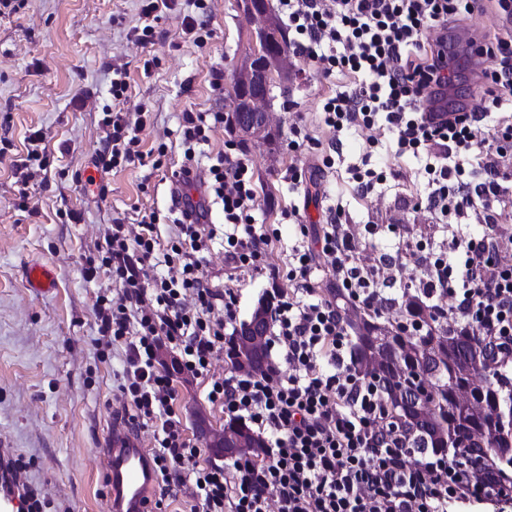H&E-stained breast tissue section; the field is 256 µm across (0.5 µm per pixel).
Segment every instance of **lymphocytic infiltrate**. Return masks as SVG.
Here are the masks:
<instances>
[{"instance_id":"obj_1","label":"lymphocytic infiltrate","mask_w":512,"mask_h":512,"mask_svg":"<svg viewBox=\"0 0 512 512\" xmlns=\"http://www.w3.org/2000/svg\"><path fill=\"white\" fill-rule=\"evenodd\" d=\"M292 37L288 49L304 56L325 77L352 81L350 90L326 97L323 122L335 131L380 129L397 156L424 164L427 205L441 214L481 211L494 227L489 237L453 240L449 252L430 262L415 286L429 301L436 321L481 336L496 362L512 364V226L494 203L512 202V115L503 114V91H512V33L471 44L486 67L478 80L488 111H434L432 102L451 86L448 27L474 11L489 9L498 27L512 26V0H278ZM435 31L424 41L425 31ZM129 84L125 73L111 82L113 106L104 110L105 145L97 164L104 170L132 165L160 168L169 147L143 149L144 112L129 115L121 105ZM224 122L220 112L184 116L185 159L208 143ZM207 189L221 205L225 258L236 269L262 271L277 230L255 223L254 175L245 160L224 152L211 165ZM181 191L170 197L174 232L161 242L158 212L136 227L114 220L86 276L106 273L115 295H101L95 318L102 350L124 347L125 367L117 387L131 412L125 424L153 427L152 459L160 481L159 500L185 497L191 512H456L483 505L506 512L512 496L500 492L496 475L460 468L446 457L415 452L392 432L378 379L357 374L350 329L335 303L316 297L313 262L323 257L332 286L373 313L395 304L384 283L397 262L414 256L412 245L369 264L361 261L342 209L331 210L316 249L293 248L289 289H276L271 308L274 341L287 374L254 377L232 370L210 379L208 401L229 419H242L268 435L258 461L239 459L228 467L201 464L203 453L174 410V374L210 378L214 358L224 351V328L235 320L233 286L216 289L201 264L214 230L189 221ZM162 253L169 273L150 275ZM22 463L0 461V487L15 512H40L35 490L17 483Z\"/></svg>"}]
</instances>
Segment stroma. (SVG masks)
<instances>
[{"label": "stroma", "instance_id": "35a3bbf8", "mask_svg": "<svg viewBox=\"0 0 512 512\" xmlns=\"http://www.w3.org/2000/svg\"><path fill=\"white\" fill-rule=\"evenodd\" d=\"M212 37L198 47L184 41L188 0L152 22L151 45L137 43L133 27L146 25L141 0H18L15 12L0 16V138L11 141L0 159V451L26 461L21 480L36 489L44 512H106L104 452L120 422L117 386L124 351L101 355L94 308L111 285L106 274L87 278L85 258L94 252L113 219L134 224L145 212H166L170 176L183 161L179 146L183 116L221 112L225 101L213 92L214 76L230 82L252 44L251 24L236 0H206ZM289 79L273 78L269 104L274 125L265 144L232 138L218 128L209 144L198 146L194 164L208 168L225 143L248 161L258 190L257 223L276 224L279 243L270 270L232 271L222 240H214L205 270L215 286L235 274L238 320L250 317L259 299L287 287L281 275L293 247L301 245L297 226L280 211L300 209L310 236H317L326 212L341 206L356 250L366 261L391 252L398 241L423 244L405 260L390 293L401 297L405 285L424 274L433 251L448 237L441 216L421 204L425 180L416 162L370 147V131L335 133L321 124L319 112L335 80L321 77L301 56H292ZM130 85L125 111L149 114L139 137L144 147L173 144L167 164L96 171L103 148L102 109L111 105L114 71ZM304 120L323 148L340 145L333 167L315 153L289 151L296 120ZM41 132L48 146L46 177L21 183L11 161L23 155L30 132ZM394 170L395 180L381 196L359 197L350 179L353 166ZM305 171L306 190L294 189L289 167ZM94 185H87L88 173ZM74 212L61 221L59 212ZM379 225L369 234L367 225ZM39 263L53 268L55 288L34 293L27 271ZM206 381L177 380V410L199 448H207L203 428L223 430L227 421L207 400Z\"/></svg>", "mask_w": 512, "mask_h": 512}]
</instances>
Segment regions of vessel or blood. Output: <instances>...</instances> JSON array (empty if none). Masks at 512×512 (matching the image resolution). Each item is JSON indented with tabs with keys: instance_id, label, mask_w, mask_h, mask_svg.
<instances>
[{
	"instance_id": "obj_1",
	"label": "vessel or blood",
	"mask_w": 512,
	"mask_h": 512,
	"mask_svg": "<svg viewBox=\"0 0 512 512\" xmlns=\"http://www.w3.org/2000/svg\"><path fill=\"white\" fill-rule=\"evenodd\" d=\"M110 512H148L157 479L146 448L124 431H114L106 453Z\"/></svg>"
}]
</instances>
